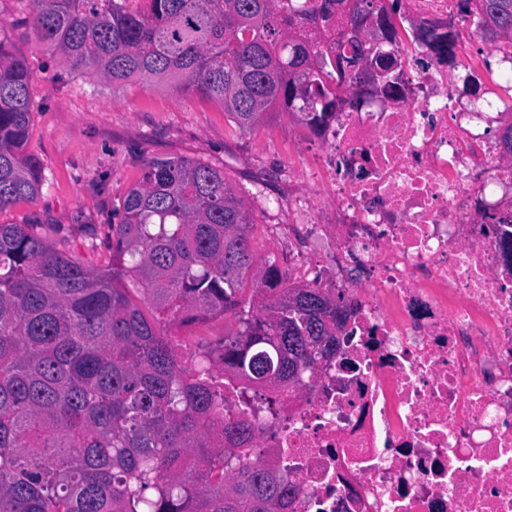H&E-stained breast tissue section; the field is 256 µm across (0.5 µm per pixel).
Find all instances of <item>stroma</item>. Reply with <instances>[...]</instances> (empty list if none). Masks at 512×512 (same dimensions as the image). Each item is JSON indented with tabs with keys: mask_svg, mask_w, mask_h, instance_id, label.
Segmentation results:
<instances>
[{
	"mask_svg": "<svg viewBox=\"0 0 512 512\" xmlns=\"http://www.w3.org/2000/svg\"><path fill=\"white\" fill-rule=\"evenodd\" d=\"M21 0H0L15 52L31 74L28 153L45 167L47 183L33 200L0 212V224H33L38 233L86 265L112 263V224L126 191L138 184L154 158L184 157L223 170L253 223L251 247L258 260L274 261L283 278L293 272L267 227L287 224L294 181L311 161L306 131L287 113L271 112L250 131L229 123L223 110L197 93L158 83L115 85L95 72L74 70L40 43L24 22ZM237 326L232 318L177 322L180 352L193 367L207 344Z\"/></svg>",
	"mask_w": 512,
	"mask_h": 512,
	"instance_id": "1",
	"label": "stroma"
}]
</instances>
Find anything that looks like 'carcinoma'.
Here are the masks:
<instances>
[{
    "mask_svg": "<svg viewBox=\"0 0 512 512\" xmlns=\"http://www.w3.org/2000/svg\"><path fill=\"white\" fill-rule=\"evenodd\" d=\"M38 39L76 69L117 85L177 79L248 131L271 111L298 112L319 135L345 84L361 78L360 36L395 27L388 0H353L349 55L313 50L279 0H25ZM476 9L512 34V0ZM455 37L434 50L455 61ZM31 74L0 20V212L40 193L42 163L26 152ZM112 266L84 265L33 232L0 224V512H279L288 483L242 448L244 413H223L206 368L185 369L161 329L230 316L224 365L257 385L312 371L336 352L344 296L283 288L259 264L251 222L224 172L156 158L111 225Z\"/></svg>",
    "mask_w": 512,
    "mask_h": 512,
    "instance_id": "obj_1",
    "label": "carcinoma"
}]
</instances>
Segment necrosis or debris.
Returning <instances> with one entry per match:
<instances>
[{"label": "necrosis or debris", "instance_id": "1", "mask_svg": "<svg viewBox=\"0 0 512 512\" xmlns=\"http://www.w3.org/2000/svg\"><path fill=\"white\" fill-rule=\"evenodd\" d=\"M396 31L362 37L367 77L347 85L310 144L301 247L310 286L356 311L334 357L272 387L217 382L225 411L266 433L245 449L295 489L288 512H512V98L481 65L449 75L433 38L484 47L478 11L401 0ZM398 65L374 79L378 54ZM478 144L473 165L467 144ZM364 271L354 283L348 271Z\"/></svg>", "mask_w": 512, "mask_h": 512}]
</instances>
